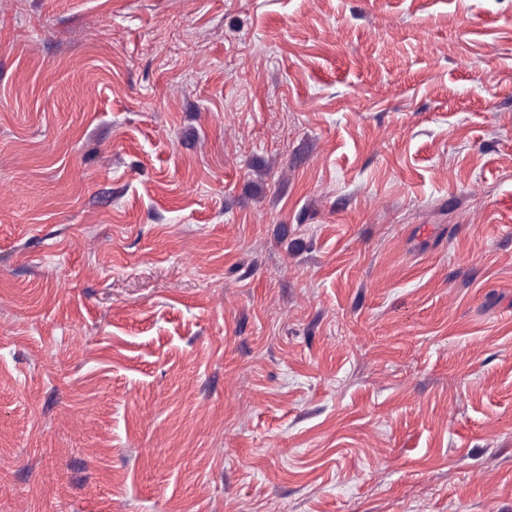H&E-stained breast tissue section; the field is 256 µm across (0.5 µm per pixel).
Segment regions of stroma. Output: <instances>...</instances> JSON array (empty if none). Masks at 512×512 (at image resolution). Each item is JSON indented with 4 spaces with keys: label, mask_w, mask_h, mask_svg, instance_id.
Instances as JSON below:
<instances>
[{
    "label": "stroma",
    "mask_w": 512,
    "mask_h": 512,
    "mask_svg": "<svg viewBox=\"0 0 512 512\" xmlns=\"http://www.w3.org/2000/svg\"><path fill=\"white\" fill-rule=\"evenodd\" d=\"M0 512H512V0H0Z\"/></svg>",
    "instance_id": "obj_1"
}]
</instances>
